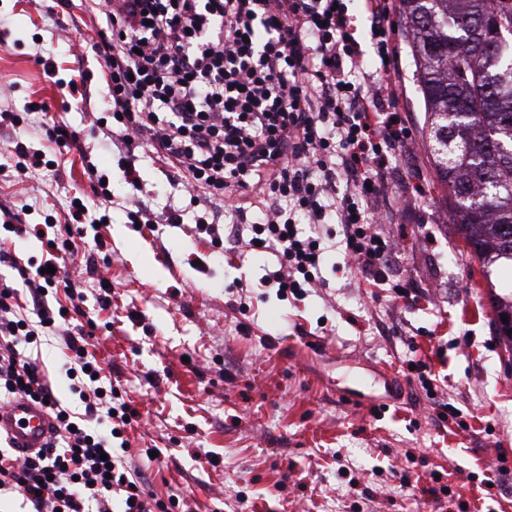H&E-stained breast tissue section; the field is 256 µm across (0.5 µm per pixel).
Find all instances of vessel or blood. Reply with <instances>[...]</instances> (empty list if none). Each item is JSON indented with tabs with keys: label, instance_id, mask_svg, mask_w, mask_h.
<instances>
[{
	"label": "vessel or blood",
	"instance_id": "b4317fda",
	"mask_svg": "<svg viewBox=\"0 0 512 512\" xmlns=\"http://www.w3.org/2000/svg\"><path fill=\"white\" fill-rule=\"evenodd\" d=\"M56 425L55 419L41 404L24 398L0 407V435L11 448L30 457L46 448Z\"/></svg>",
	"mask_w": 512,
	"mask_h": 512
}]
</instances>
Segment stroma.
<instances>
[{
  "instance_id": "35a3bbf8",
  "label": "stroma",
  "mask_w": 512,
  "mask_h": 512,
  "mask_svg": "<svg viewBox=\"0 0 512 512\" xmlns=\"http://www.w3.org/2000/svg\"><path fill=\"white\" fill-rule=\"evenodd\" d=\"M0 33V111L20 118L0 125V155L20 140L58 163L54 172L0 177V204L31 205L30 222L47 227L42 238L0 234V286L17 289L16 311L32 320L37 303L21 274L51 256L46 239L60 244L53 256L78 266L83 302L62 291L47 300L51 310H72V324L93 321L87 352L139 413L125 459L145 489L180 496L188 512H512V350L496 333L482 269L449 219L425 140L397 157L389 179L396 195L425 190L420 206L399 216L414 300L363 287L337 251L324 257L326 287L286 298L260 285L276 266L268 250L230 239L216 247L196 232L180 177L146 145L134 159L141 196L155 213L181 210L183 221L130 224L118 154L94 122L105 93L90 50L99 35L79 0H0ZM47 61L56 78L74 80L84 109L46 76ZM32 104L47 113H30ZM54 123L76 132L69 149L48 137ZM90 162L110 181L109 220L71 253L63 243L74 194L98 204ZM34 355L62 404L76 407L60 375V343ZM409 358L441 377L436 397L407 381ZM359 361L389 374L394 394L380 380L352 392ZM444 403L456 417L438 419ZM148 448L159 458L148 460ZM489 465L502 469L493 487ZM437 484L444 495L424 494Z\"/></svg>"
}]
</instances>
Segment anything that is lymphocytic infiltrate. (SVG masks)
Here are the masks:
<instances>
[{
	"label": "lymphocytic infiltrate",
	"instance_id": "obj_1",
	"mask_svg": "<svg viewBox=\"0 0 512 512\" xmlns=\"http://www.w3.org/2000/svg\"><path fill=\"white\" fill-rule=\"evenodd\" d=\"M396 2L363 0L378 57L370 70L348 0H105L92 50L104 63L130 222H153L129 164L145 142L181 173L191 202H204L199 233L218 239L228 209L236 241L272 250L266 286L303 296L338 245L368 287L408 291L393 269L395 239L380 229L393 161L414 143L389 21ZM13 296L0 289V404L47 402L57 435L33 458L0 451V495L20 494L34 512H173L178 498L145 490L121 459L129 443L113 426L136 411L99 378L82 325L62 335L91 427L73 422L25 356L38 324L16 316Z\"/></svg>",
	"mask_w": 512,
	"mask_h": 512
}]
</instances>
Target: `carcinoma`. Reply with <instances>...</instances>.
I'll return each mask as SVG.
<instances>
[{
  "mask_svg": "<svg viewBox=\"0 0 512 512\" xmlns=\"http://www.w3.org/2000/svg\"><path fill=\"white\" fill-rule=\"evenodd\" d=\"M426 113L431 162L451 223L486 268L512 266V0H400ZM512 348V292L489 284Z\"/></svg>",
  "mask_w": 512,
  "mask_h": 512,
  "instance_id": "1",
  "label": "carcinoma"
}]
</instances>
